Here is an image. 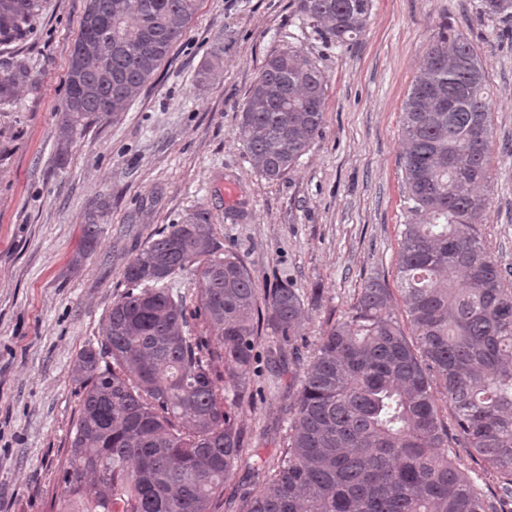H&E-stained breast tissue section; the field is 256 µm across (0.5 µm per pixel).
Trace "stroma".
Masks as SVG:
<instances>
[{
    "mask_svg": "<svg viewBox=\"0 0 512 512\" xmlns=\"http://www.w3.org/2000/svg\"><path fill=\"white\" fill-rule=\"evenodd\" d=\"M85 3L41 0L26 36L0 44V77L21 61L34 79L0 106V512H51L82 399L74 361L102 340L131 258L199 209L258 289L289 284L307 296L299 356L284 373L272 375L255 348L252 387L233 409L250 465L226 485L230 505L262 481L253 465L278 454L304 363L365 281L384 279L403 310L402 112L445 22L488 64L492 182L479 234L512 268V22L483 14L480 0H372L366 29L339 46L301 21L293 0H203L127 110L65 140V78ZM216 45L223 58L211 68ZM288 47L326 77L322 133L287 177L268 181L238 136L239 116L266 57ZM101 200L110 209L90 244L84 216Z\"/></svg>",
    "mask_w": 512,
    "mask_h": 512,
    "instance_id": "35a3bbf8",
    "label": "stroma"
}]
</instances>
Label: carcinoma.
Instances as JSON below:
<instances>
[{
	"label": "carcinoma",
	"mask_w": 512,
	"mask_h": 512,
	"mask_svg": "<svg viewBox=\"0 0 512 512\" xmlns=\"http://www.w3.org/2000/svg\"><path fill=\"white\" fill-rule=\"evenodd\" d=\"M108 5L79 27L65 80L61 134L123 112L183 38L202 0H87ZM302 20L343 45L367 26L371 0H294ZM40 0H0V43L22 39ZM512 20V0H481ZM32 81L22 63L0 78V104ZM326 80L293 48L270 55L250 86L239 137L256 172L280 180L322 133ZM486 62L443 25L404 104L406 209L397 275L412 334L369 279L319 337L303 371L279 454L235 512H499L512 500V282L488 254L491 183ZM483 140L473 138L475 127ZM108 204L85 216L91 240ZM202 265L194 317L221 341L192 335L172 280ZM127 289L106 315L99 349L72 370L82 403L54 512H223L224 488L244 460L225 406L250 386L266 328L270 363L297 351L304 293L280 284L259 296L232 250L215 246L209 214H187L141 248ZM224 371H219V367ZM454 427L456 435L449 433ZM496 476L490 497L461 456Z\"/></svg>",
	"instance_id": "cac0c4a2"
}]
</instances>
